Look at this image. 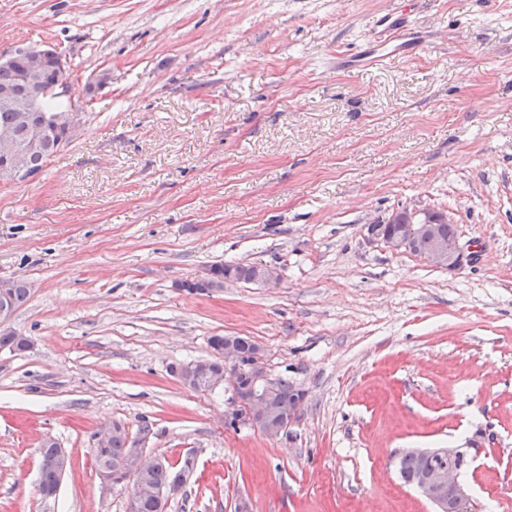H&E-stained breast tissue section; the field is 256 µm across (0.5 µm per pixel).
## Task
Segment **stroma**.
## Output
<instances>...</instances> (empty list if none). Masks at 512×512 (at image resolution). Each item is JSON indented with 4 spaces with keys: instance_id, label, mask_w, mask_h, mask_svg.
I'll list each match as a JSON object with an SVG mask.
<instances>
[{
    "instance_id": "1",
    "label": "stroma",
    "mask_w": 512,
    "mask_h": 512,
    "mask_svg": "<svg viewBox=\"0 0 512 512\" xmlns=\"http://www.w3.org/2000/svg\"><path fill=\"white\" fill-rule=\"evenodd\" d=\"M394 3L0 0V56L111 76L38 177L0 183V280L31 285V347L0 349V512H125L91 451L113 423L196 452L167 512H432L393 457L470 442L476 512H512V0H426L415 55L332 69ZM405 209L453 220L459 269L367 241ZM218 264L279 283L182 290ZM225 335L304 391L287 436L168 373ZM46 435L70 454L49 499Z\"/></svg>"
}]
</instances>
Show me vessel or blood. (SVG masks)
Wrapping results in <instances>:
<instances>
[{
    "mask_svg": "<svg viewBox=\"0 0 512 512\" xmlns=\"http://www.w3.org/2000/svg\"><path fill=\"white\" fill-rule=\"evenodd\" d=\"M366 42L367 50L336 56L333 67L339 71L365 70L389 58L407 56L420 46L422 35L407 11L392 9L374 19Z\"/></svg>",
    "mask_w": 512,
    "mask_h": 512,
    "instance_id": "vessel-or-blood-1",
    "label": "vessel or blood"
}]
</instances>
